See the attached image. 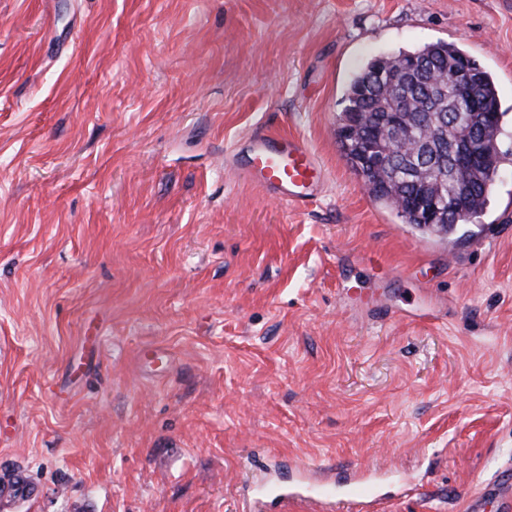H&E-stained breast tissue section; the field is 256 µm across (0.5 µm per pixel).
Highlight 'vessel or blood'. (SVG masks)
<instances>
[{"instance_id": "b4317fda", "label": "vessel or blood", "mask_w": 512, "mask_h": 512, "mask_svg": "<svg viewBox=\"0 0 512 512\" xmlns=\"http://www.w3.org/2000/svg\"><path fill=\"white\" fill-rule=\"evenodd\" d=\"M244 170L265 195L294 206L312 202L325 180L321 165L303 140L273 132L249 138ZM375 496L373 486L361 480L348 485L346 493L341 495L330 486L309 487L302 493L278 491L274 494L275 499L286 504L321 506L332 503L338 512H350L353 506L367 504Z\"/></svg>"}]
</instances>
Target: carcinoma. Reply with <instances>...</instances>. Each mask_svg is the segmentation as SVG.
Segmentation results:
<instances>
[{
  "label": "carcinoma",
  "instance_id": "carcinoma-1",
  "mask_svg": "<svg viewBox=\"0 0 512 512\" xmlns=\"http://www.w3.org/2000/svg\"><path fill=\"white\" fill-rule=\"evenodd\" d=\"M401 56L419 60L425 77L409 78L402 85L407 105L402 111L399 131L388 134L382 143L386 156L393 159L392 167L374 170L367 166L362 147L354 139H342L340 145L373 200L396 209L405 223L449 238L460 230V224L444 216L430 227L421 224L418 213L432 195L444 200L441 209L445 212L460 202L468 204L476 218L486 210L493 176L502 160L494 146L501 135L503 117L497 85L485 67L453 43L437 41L413 51H401L388 59L386 66L396 67ZM453 61L466 62L478 77L475 94L483 104L481 112L472 110L466 99H458L450 91L443 95L434 92V83L448 75V64ZM383 91V80L370 61L350 82L344 112L356 114L367 126H377L381 114L390 107ZM476 124L481 125L487 142L484 152L474 166L448 176V162L444 160L448 153L446 126Z\"/></svg>",
  "mask_w": 512,
  "mask_h": 512
}]
</instances>
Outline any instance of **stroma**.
<instances>
[{"label": "stroma", "instance_id": "35a3bbf8", "mask_svg": "<svg viewBox=\"0 0 512 512\" xmlns=\"http://www.w3.org/2000/svg\"><path fill=\"white\" fill-rule=\"evenodd\" d=\"M495 77L471 237L369 197L336 131L371 59ZM256 131L309 206L238 165ZM512 466V0H0V512H271L364 473V512H469ZM244 170L265 195L294 206L312 202L325 180L322 166L303 140L273 132L248 139Z\"/></svg>", "mask_w": 512, "mask_h": 512}]
</instances>
